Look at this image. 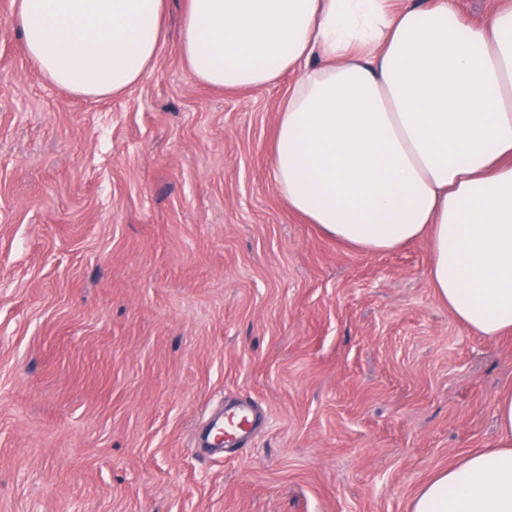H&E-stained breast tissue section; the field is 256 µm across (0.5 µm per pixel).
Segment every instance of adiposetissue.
I'll use <instances>...</instances> for the list:
<instances>
[{
	"mask_svg": "<svg viewBox=\"0 0 512 512\" xmlns=\"http://www.w3.org/2000/svg\"><path fill=\"white\" fill-rule=\"evenodd\" d=\"M44 78L119 96L167 40L166 0H13ZM191 75L220 88L294 73L272 146L289 209L368 252L427 239L438 300L474 333H512V6L453 0H187ZM497 435L428 480L411 512H512V388ZM458 9L470 21H479L491 10L507 5L512 0H456Z\"/></svg>",
	"mask_w": 512,
	"mask_h": 512,
	"instance_id": "adipose-tissue-1",
	"label": "adipose tissue"
}]
</instances>
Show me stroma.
Returning <instances> with one entry per match:
<instances>
[{"mask_svg": "<svg viewBox=\"0 0 512 512\" xmlns=\"http://www.w3.org/2000/svg\"><path fill=\"white\" fill-rule=\"evenodd\" d=\"M169 38L126 93L31 64L0 0V512H410L495 436L512 333L470 331L418 240L370 254L273 179L297 80L192 78ZM249 447L196 452L228 395Z\"/></svg>", "mask_w": 512, "mask_h": 512, "instance_id": "stroma-1", "label": "stroma"}]
</instances>
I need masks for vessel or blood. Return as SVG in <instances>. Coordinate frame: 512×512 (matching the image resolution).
I'll use <instances>...</instances> for the list:
<instances>
[{
    "mask_svg": "<svg viewBox=\"0 0 512 512\" xmlns=\"http://www.w3.org/2000/svg\"><path fill=\"white\" fill-rule=\"evenodd\" d=\"M259 420L260 412L250 399L241 397L226 403L223 414L211 421L207 448L214 454L245 448Z\"/></svg>",
    "mask_w": 512,
    "mask_h": 512,
    "instance_id": "1",
    "label": "vessel or blood"
}]
</instances>
